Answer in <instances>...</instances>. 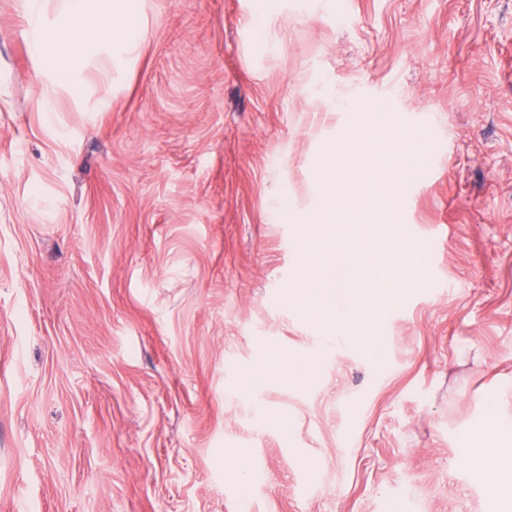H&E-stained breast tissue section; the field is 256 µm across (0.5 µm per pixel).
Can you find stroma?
I'll use <instances>...</instances> for the list:
<instances>
[{"mask_svg": "<svg viewBox=\"0 0 512 512\" xmlns=\"http://www.w3.org/2000/svg\"><path fill=\"white\" fill-rule=\"evenodd\" d=\"M251 6L154 0L121 88L47 114L0 0V512H512L466 463L491 414L512 445V0ZM349 101L431 162L337 241L383 251L330 340L274 205L319 206Z\"/></svg>", "mask_w": 512, "mask_h": 512, "instance_id": "1", "label": "stroma"}]
</instances>
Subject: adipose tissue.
Returning a JSON list of instances; mask_svg holds the SVG:
<instances>
[{
	"label": "adipose tissue",
	"instance_id": "obj_1",
	"mask_svg": "<svg viewBox=\"0 0 512 512\" xmlns=\"http://www.w3.org/2000/svg\"><path fill=\"white\" fill-rule=\"evenodd\" d=\"M147 0H20L26 40L38 64L41 109H56L54 89L65 86L81 99L99 80H119L139 59ZM501 426L491 417L476 432L479 443L468 466L480 471L512 472V458L493 437Z\"/></svg>",
	"mask_w": 512,
	"mask_h": 512
}]
</instances>
